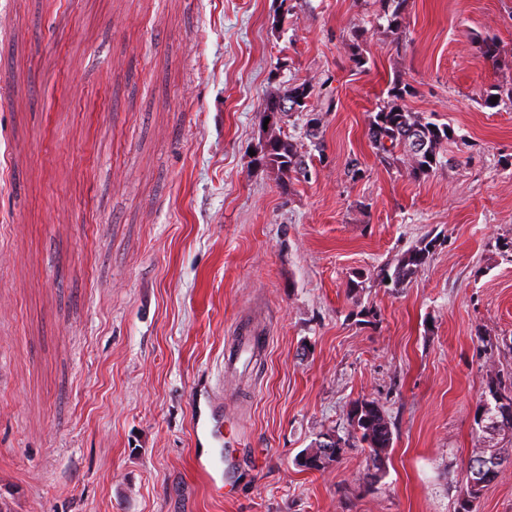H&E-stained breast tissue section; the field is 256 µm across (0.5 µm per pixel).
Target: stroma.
<instances>
[{
    "instance_id": "stroma-1",
    "label": "stroma",
    "mask_w": 512,
    "mask_h": 512,
    "mask_svg": "<svg viewBox=\"0 0 512 512\" xmlns=\"http://www.w3.org/2000/svg\"><path fill=\"white\" fill-rule=\"evenodd\" d=\"M381 12L0 0V512H458L512 370V105L484 104L512 87V0H408L398 31ZM397 78L452 129L421 180L367 138ZM300 84L306 178L263 157L264 100ZM427 237L410 283L380 282ZM241 336L258 360L225 368ZM207 379L241 443L221 495L191 466ZM362 399L392 423L383 477L359 446L299 466Z\"/></svg>"
}]
</instances>
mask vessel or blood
<instances>
[{
	"label": "vessel or blood",
	"instance_id": "obj_1",
	"mask_svg": "<svg viewBox=\"0 0 512 512\" xmlns=\"http://www.w3.org/2000/svg\"><path fill=\"white\" fill-rule=\"evenodd\" d=\"M190 426L195 449L194 464L214 492H221L234 475L233 460L224 450L220 398L214 389L196 392Z\"/></svg>",
	"mask_w": 512,
	"mask_h": 512
}]
</instances>
